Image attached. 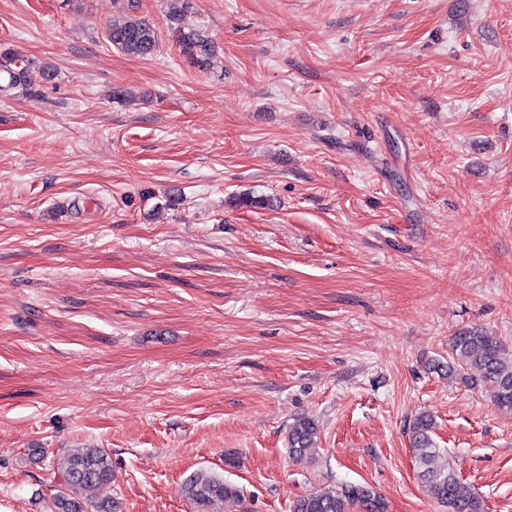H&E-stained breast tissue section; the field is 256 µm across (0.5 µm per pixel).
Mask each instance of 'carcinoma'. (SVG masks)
Instances as JSON below:
<instances>
[{
    "mask_svg": "<svg viewBox=\"0 0 512 512\" xmlns=\"http://www.w3.org/2000/svg\"><path fill=\"white\" fill-rule=\"evenodd\" d=\"M168 19L182 53L200 64L216 52V44L200 29L186 23L185 8L172 7ZM112 46L133 56H147L157 47L158 37L150 23L130 17H117L107 28ZM6 70L7 88H32L29 63L15 59ZM237 207L263 209L267 198L246 192L231 196ZM448 376L489 393L500 408L512 409V352L492 333L463 329L452 337L448 353ZM433 419L416 417L409 426L418 465V477L427 495L447 512H485L484 502L472 486L461 479L454 465L442 459L443 453L432 438ZM318 426L307 417H298L288 426V454L294 459L308 457L316 449ZM62 490L54 497L51 512H114L113 505L93 498L92 492L112 479V460L102 452L71 450L63 471ZM194 512H238L241 490L207 470L191 475L180 488ZM294 512H386L384 501L368 489L346 485L339 490L300 498Z\"/></svg>",
    "mask_w": 512,
    "mask_h": 512,
    "instance_id": "1",
    "label": "carcinoma"
}]
</instances>
